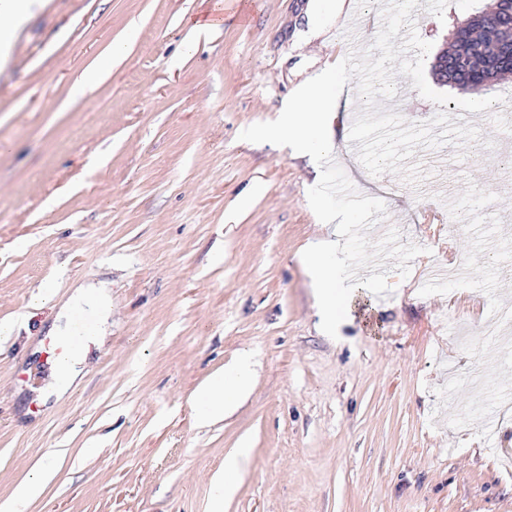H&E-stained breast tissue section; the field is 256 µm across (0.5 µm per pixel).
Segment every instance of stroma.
Listing matches in <instances>:
<instances>
[{
    "instance_id": "1",
    "label": "stroma",
    "mask_w": 512,
    "mask_h": 512,
    "mask_svg": "<svg viewBox=\"0 0 512 512\" xmlns=\"http://www.w3.org/2000/svg\"><path fill=\"white\" fill-rule=\"evenodd\" d=\"M50 0L0 73V508L52 454L55 473L26 512H210L211 480L243 452L224 512H512V74L467 90L433 74L456 25L493 0H439L414 16L440 106L397 91L401 115L425 122L461 99L466 147L417 148L418 184L363 167L337 101L334 153L355 190L388 187L389 229L424 247L389 293H352L330 338L303 251L336 239L307 193L309 157L240 140L275 120L298 84L342 60L344 25L373 43L379 0L342 12L309 40L308 0ZM139 36L97 88L72 80ZM112 109L99 111L102 100ZM492 207L495 224L449 234L450 202ZM112 284V329L62 402L38 398L49 376L55 310L75 283ZM249 356L248 392L199 424L207 381Z\"/></svg>"
}]
</instances>
